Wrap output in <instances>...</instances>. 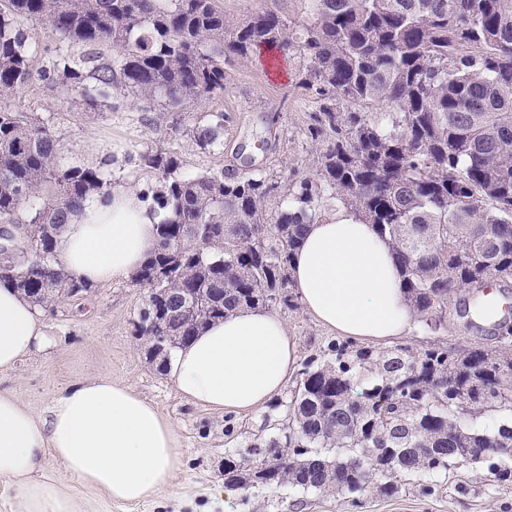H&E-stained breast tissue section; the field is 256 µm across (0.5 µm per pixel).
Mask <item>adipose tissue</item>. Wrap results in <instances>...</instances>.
<instances>
[{"instance_id": "ef3b65f1", "label": "adipose tissue", "mask_w": 512, "mask_h": 512, "mask_svg": "<svg viewBox=\"0 0 512 512\" xmlns=\"http://www.w3.org/2000/svg\"><path fill=\"white\" fill-rule=\"evenodd\" d=\"M141 188L113 184L70 212L55 246L57 267L91 283L121 281L154 251L167 219ZM295 293L327 330L368 345L408 336L415 313L400 287L388 243L349 209L336 207L308 230L291 261ZM48 342L35 306L0 285V370ZM298 346L276 313L240 308L210 323L164 364L189 402L243 412L266 405L298 366ZM171 422L130 387L98 377L55 394L38 420L12 392L0 391V479L16 488L19 512H76L51 479H35L54 456L108 500L137 503L167 487L179 461Z\"/></svg>"}]
</instances>
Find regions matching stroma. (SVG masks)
<instances>
[{
    "label": "stroma",
    "mask_w": 512,
    "mask_h": 512,
    "mask_svg": "<svg viewBox=\"0 0 512 512\" xmlns=\"http://www.w3.org/2000/svg\"><path fill=\"white\" fill-rule=\"evenodd\" d=\"M227 16L242 18L276 5L294 24L307 23L301 0H219ZM270 55L252 56L226 69L224 94L188 105L189 125L205 126L224 112V152L195 146L174 125L172 112L143 117L134 99L112 112L87 107L67 90L47 91L33 81L10 100L16 111L47 118L61 144L64 161L92 164L112 155V178L138 180L146 171L128 163V154L161 150L174 154L182 171L195 176L227 165L253 166L282 182L313 176L312 160L320 146L308 133L314 104L293 83L269 81ZM145 292L132 281L94 285L84 298L72 297L41 310L50 345L35 350L9 371L0 372V390L19 396L35 417H42L55 393L80 380L106 376L130 386L173 423L179 436L180 465L169 486L148 501L116 504L83 486L54 457L42 472L75 499L78 512H512V484L493 481L486 469L455 464L437 474L402 476L399 490L388 495L374 488L361 494L354 508L326 492H306L288 485L274 490L225 486L224 461L236 457L254 437H273L281 414L273 405L240 413H215L179 394L158 363L149 360L146 343L135 333ZM295 336L300 359L323 357L335 334L322 328L304 309L281 310ZM432 486L424 494L423 486Z\"/></svg>",
    "instance_id": "obj_1"
}]
</instances>
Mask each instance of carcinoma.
I'll list each match as a JSON object with an SVG mask.
<instances>
[{
    "label": "carcinoma",
    "mask_w": 512,
    "mask_h": 512,
    "mask_svg": "<svg viewBox=\"0 0 512 512\" xmlns=\"http://www.w3.org/2000/svg\"><path fill=\"white\" fill-rule=\"evenodd\" d=\"M306 26L276 7L238 21L217 0H0V223L19 227L16 260L0 250V283L52 308L92 285L54 268L68 213L112 189L107 155L64 163L48 122L8 100L33 76L118 111L126 92L143 112L224 94V65L263 48L299 60L295 87L314 100L308 130L326 147L316 179L291 184L223 168L187 177L179 159L138 155L153 174V202L172 213L155 250L133 277L170 303L208 313L176 325L177 345L239 307L295 309L289 268L307 226L334 200L388 239L401 288L430 331L464 318L461 293L487 276L512 284V0H302ZM42 24L74 56L43 49L37 68L28 26ZM112 53L107 55L103 47ZM190 129L203 150H224V120ZM206 226L196 237L191 228ZM152 304L136 335L153 340ZM497 345L453 348L432 340L390 350L334 344L311 358L289 389L279 432L224 461V484H292L358 505L381 478L392 495L400 475L480 465L512 483V456H464L468 448L512 447V325ZM496 418L493 428L473 426Z\"/></svg>",
    "instance_id": "obj_1"
}]
</instances>
